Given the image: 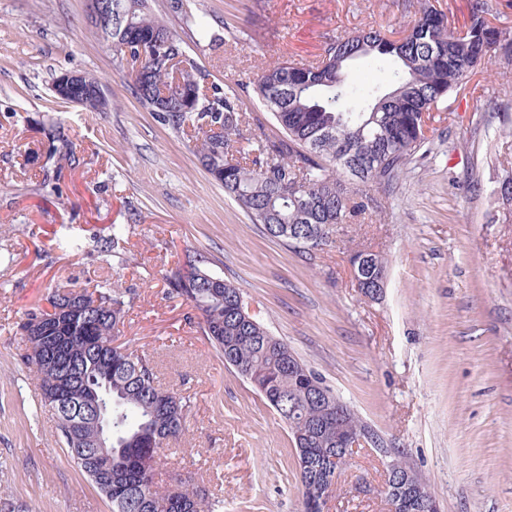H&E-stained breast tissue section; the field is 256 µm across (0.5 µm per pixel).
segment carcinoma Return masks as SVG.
<instances>
[{
  "label": "carcinoma",
  "instance_id": "cac0c4a2",
  "mask_svg": "<svg viewBox=\"0 0 512 512\" xmlns=\"http://www.w3.org/2000/svg\"><path fill=\"white\" fill-rule=\"evenodd\" d=\"M414 9L411 26L391 37L376 29L339 35L321 59L301 63L282 59L261 68L252 87L226 92L207 82L208 74L191 58L149 0H112V20L98 29L112 51L137 55L156 37L169 46L148 55L132 81L140 106L174 131L187 136L211 175L250 217L276 240L318 249L332 241L335 225L364 213L369 203L349 195L343 175L390 187L421 152L431 150L425 113L437 112L448 96L465 87L478 67L495 57L512 66V29L492 24L490 0H471L461 27L452 25L432 0H406ZM198 36L209 43L223 36L193 14L188 0H169ZM392 57L397 84L385 93L371 91L367 107L350 112L343 100L347 64L361 56ZM178 71L179 84L172 72ZM255 96L272 115L279 133L251 118L244 98ZM82 107L104 112L109 104L84 90ZM187 255L167 276V287L192 304L203 319L204 334L288 426L306 477L322 480V462L339 452L336 421L326 422L325 407L313 399L312 384L322 378L301 362L282 339L240 306L234 284L201 267ZM72 290L53 288L46 308L27 313L29 368L42 402L57 399V430L71 460L112 503V512H214L205 494L183 486L173 492L153 480L150 461L184 435L189 400L161 387L145 353L115 343L125 313V294L104 281L94 291L77 292L82 305L69 306ZM112 397V470L96 465L92 443L96 418L88 409L91 392ZM342 424L357 435L369 428L347 404Z\"/></svg>",
  "mask_w": 512,
  "mask_h": 512
}]
</instances>
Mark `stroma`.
Segmentation results:
<instances>
[{"label": "stroma", "instance_id": "stroma-1", "mask_svg": "<svg viewBox=\"0 0 512 512\" xmlns=\"http://www.w3.org/2000/svg\"><path fill=\"white\" fill-rule=\"evenodd\" d=\"M152 6L210 81L236 91L278 58L312 59L344 32H399L412 19L397 0H192L224 36L208 48L167 0ZM351 69L354 103L392 81L383 58ZM65 70L96 77L110 109L56 99ZM129 70L87 0H0V496L19 512H112L62 447L18 330L49 289L108 280L129 301L120 342L151 353L161 385L190 401L159 484L190 480L221 512H302L287 425L167 290L190 253L405 454L440 512H512V207L496 192L512 169V96L498 63L435 113L434 153L396 184L348 181L381 210L311 251L251 223L186 140L138 104ZM116 224L123 244L101 247ZM358 249L387 262L382 300L355 285ZM383 483L381 457L357 450L325 512H388Z\"/></svg>", "mask_w": 512, "mask_h": 512}]
</instances>
